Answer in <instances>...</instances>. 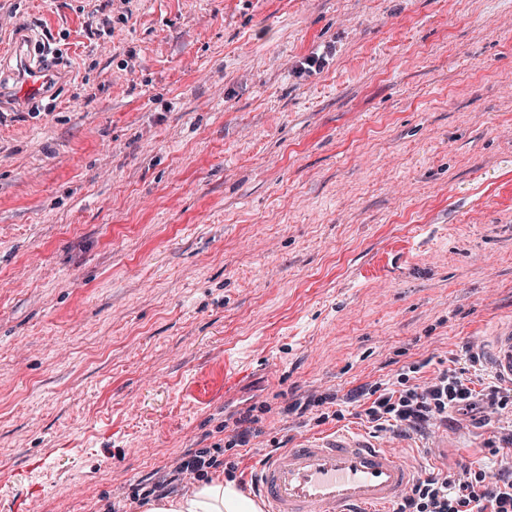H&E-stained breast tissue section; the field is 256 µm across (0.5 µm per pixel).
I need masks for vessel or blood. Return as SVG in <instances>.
<instances>
[{
    "label": "vessel or blood",
    "instance_id": "vessel-or-blood-1",
    "mask_svg": "<svg viewBox=\"0 0 512 512\" xmlns=\"http://www.w3.org/2000/svg\"><path fill=\"white\" fill-rule=\"evenodd\" d=\"M49 78L39 67L23 73L22 93L38 95ZM486 363L512 383V324L487 340ZM416 470L393 449L355 431L319 434L262 459L247 488L263 512H390Z\"/></svg>",
    "mask_w": 512,
    "mask_h": 512
}]
</instances>
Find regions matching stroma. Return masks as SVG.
<instances>
[{"label": "stroma", "mask_w": 512, "mask_h": 512, "mask_svg": "<svg viewBox=\"0 0 512 512\" xmlns=\"http://www.w3.org/2000/svg\"><path fill=\"white\" fill-rule=\"evenodd\" d=\"M85 4L0 0V512H143L121 486L255 400L260 446L357 431L280 410L512 321V0ZM493 431L391 447L495 467ZM23 61L26 70L23 71L22 93L28 97L37 96L48 82L49 72L43 68L31 67L25 55Z\"/></svg>", "instance_id": "obj_1"}]
</instances>
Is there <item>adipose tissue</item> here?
<instances>
[{
    "instance_id": "ef3b65f1",
    "label": "adipose tissue",
    "mask_w": 512,
    "mask_h": 512,
    "mask_svg": "<svg viewBox=\"0 0 512 512\" xmlns=\"http://www.w3.org/2000/svg\"><path fill=\"white\" fill-rule=\"evenodd\" d=\"M145 512H260L237 481L216 477L198 483L191 493L150 501Z\"/></svg>"
}]
</instances>
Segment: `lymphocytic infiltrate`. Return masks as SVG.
Returning a JSON list of instances; mask_svg holds the SVG:
<instances>
[{
	"label": "lymphocytic infiltrate",
	"mask_w": 512,
	"mask_h": 512,
	"mask_svg": "<svg viewBox=\"0 0 512 512\" xmlns=\"http://www.w3.org/2000/svg\"><path fill=\"white\" fill-rule=\"evenodd\" d=\"M469 367L478 366V354H469ZM469 367L458 357L445 368L431 370L429 360L398 368L387 379L366 383L346 396L328 391L292 400L282 407L283 416L298 421L317 415L319 422L345 417V407L356 408V416L374 435L424 433L451 414L482 408L490 414L512 410V386L469 375ZM266 403H253L225 423L223 444L186 452L169 473L157 479L131 484L130 496L137 502L162 499L179 492L184 480L209 481L216 473L234 478L235 462L226 452L248 447L258 437L260 415ZM394 512H512V461L490 469L478 461L460 472L421 470L411 488L398 501Z\"/></svg>",
	"instance_id": "f902f5d3"
}]
</instances>
